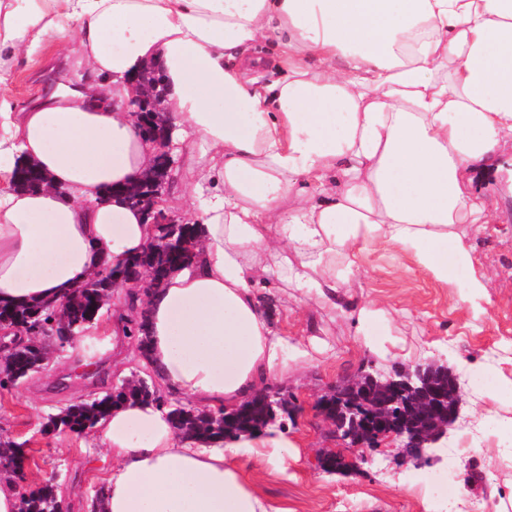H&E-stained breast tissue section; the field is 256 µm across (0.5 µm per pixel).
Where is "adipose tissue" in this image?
I'll return each mask as SVG.
<instances>
[{
	"label": "adipose tissue",
	"instance_id": "obj_1",
	"mask_svg": "<svg viewBox=\"0 0 512 512\" xmlns=\"http://www.w3.org/2000/svg\"><path fill=\"white\" fill-rule=\"evenodd\" d=\"M267 40L279 76L263 82L252 49ZM73 41L85 77L23 110L0 66V303H60L158 235L120 193L152 162L128 105L155 67L174 143L198 151L197 259L142 301L141 366L160 396L235 408L308 361L303 339L274 328L265 287L342 309L376 246L480 309L468 238L492 214L464 181L511 170L495 155L512 137V0H0V53ZM24 163L47 186L16 187ZM354 333L405 355L382 303L359 308ZM92 435L109 451L101 512H286L233 463L277 464L280 429L207 444L130 401Z\"/></svg>",
	"mask_w": 512,
	"mask_h": 512
}]
</instances>
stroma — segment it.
Wrapping results in <instances>:
<instances>
[{"instance_id": "35a3bbf8", "label": "stroma", "mask_w": 512, "mask_h": 512, "mask_svg": "<svg viewBox=\"0 0 512 512\" xmlns=\"http://www.w3.org/2000/svg\"><path fill=\"white\" fill-rule=\"evenodd\" d=\"M10 62L9 100L18 109L58 81H74L80 74L74 59L48 42L31 53L17 51ZM469 243L477 271L488 278V299L477 312L460 308L457 288L433 281L391 248L361 256L350 304H384L394 334L406 344L403 360L366 349L355 340L350 318L320 310L297 291L268 297L266 307L277 326L292 335L319 337L332 348L323 360L269 382L297 408L293 417L279 420L295 443L283 457V471L252 459L243 462L248 478L288 512H447L446 500L430 497L427 489L443 469L456 435L471 429L481 436L470 460L457 469L456 480L478 512H512V427L507 424L512 393L491 401L472 380L473 373L486 372L491 364L498 375L512 378V203L498 211L495 223L470 234ZM128 307V293L114 290L111 307L95 327L67 346L47 370L0 390V434L24 445L29 489L55 478L70 512H86L98 486L88 460L104 449L68 432L42 435L39 427L66 404L110 392L114 384L141 373L133 336L116 330ZM429 363L452 371L462 402L446 435L428 445V465L401 464L394 441L367 447L337 440L315 410L320 396L360 372L387 378L402 367ZM335 451L344 455L346 466L323 470L320 454Z\"/></svg>"}]
</instances>
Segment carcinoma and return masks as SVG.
Listing matches in <instances>:
<instances>
[{
	"label": "carcinoma",
	"instance_id": "1",
	"mask_svg": "<svg viewBox=\"0 0 512 512\" xmlns=\"http://www.w3.org/2000/svg\"><path fill=\"white\" fill-rule=\"evenodd\" d=\"M42 171L33 164L20 168L17 172L18 186L23 189L41 187ZM197 225L178 224L163 227L158 235V250L151 264L153 280L162 284L167 274L176 268L189 266L195 258ZM135 263L115 271L105 267L92 277L88 284L74 295L64 314H58L53 304L42 302L32 305L0 304V328L21 330L28 324H51L58 320L71 323L90 320L101 315L105 299L117 288V279L129 271ZM53 351L46 341L28 338L14 344L10 353L0 361V370L12 373L21 381L49 365ZM129 400L149 401L150 394L141 380L122 382V389L101 397L82 399L60 409L59 413L48 417L43 425L45 434L68 431L77 435H88L95 425L105 418L112 408ZM169 415L176 427L201 440H225L252 433L267 426V413L264 405L253 398L239 408L224 412H211L193 407L170 408ZM0 457H10L16 462L23 461L25 454L21 445L8 437L0 436ZM57 485L54 479L46 480L41 487L24 494L20 498L19 512H55L58 504Z\"/></svg>",
	"mask_w": 512,
	"mask_h": 512
}]
</instances>
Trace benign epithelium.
<instances>
[{
    "instance_id": "7a95c632",
    "label": "benign epithelium",
    "mask_w": 512,
    "mask_h": 512,
    "mask_svg": "<svg viewBox=\"0 0 512 512\" xmlns=\"http://www.w3.org/2000/svg\"><path fill=\"white\" fill-rule=\"evenodd\" d=\"M153 73L144 69L137 74L141 86L140 96L134 100L136 115L143 129L150 125L167 123L161 100L163 93L143 85V77ZM155 163L144 178L129 194L130 203L142 209L148 223L169 225L178 220L158 209L164 196L162 187L169 181L173 164L170 139L157 140ZM122 288H131L146 295L154 284L146 274L134 280L119 281ZM26 336L62 337L68 341L79 336L76 325H53V330L36 324L24 332ZM350 396L335 405V418L329 417L327 401L319 402L320 416L330 423L336 432L359 444L371 445L386 438L397 439L402 447L425 445L445 434L448 425L457 418L459 388L454 382L426 381V371L420 367L404 370L396 379L383 382L373 376L351 386Z\"/></svg>"
}]
</instances>
